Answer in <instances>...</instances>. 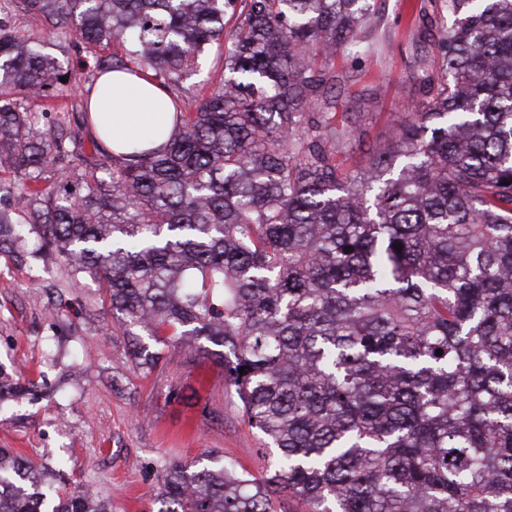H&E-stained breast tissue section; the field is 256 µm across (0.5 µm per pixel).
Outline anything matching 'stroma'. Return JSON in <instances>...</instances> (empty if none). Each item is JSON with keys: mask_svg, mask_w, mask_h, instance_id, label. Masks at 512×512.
Returning a JSON list of instances; mask_svg holds the SVG:
<instances>
[{"mask_svg": "<svg viewBox=\"0 0 512 512\" xmlns=\"http://www.w3.org/2000/svg\"><path fill=\"white\" fill-rule=\"evenodd\" d=\"M422 3L377 0L374 57L337 59L357 74L352 93L369 90L378 102L360 116L369 135L409 91ZM104 294L95 281L71 282L55 256L29 269L0 257V363L52 390L0 410V448L63 459L71 484L111 498L112 512H156L163 467L208 451L265 476L274 454L244 420L217 357L170 345L152 371L136 368Z\"/></svg>", "mask_w": 512, "mask_h": 512, "instance_id": "stroma-1", "label": "stroma"}]
</instances>
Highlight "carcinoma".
<instances>
[{"mask_svg":"<svg viewBox=\"0 0 512 512\" xmlns=\"http://www.w3.org/2000/svg\"><path fill=\"white\" fill-rule=\"evenodd\" d=\"M431 2L406 112L358 155L335 56L375 50L374 0H0V253L105 282L128 336L224 348L276 455L261 481L171 463L157 512H512V0ZM19 12L173 98L213 49L222 74L164 149L84 154L19 104L75 71ZM25 390L0 369V402ZM63 468L0 448V512H112Z\"/></svg>","mask_w":512,"mask_h":512,"instance_id":"carcinoma-1","label":"carcinoma"}]
</instances>
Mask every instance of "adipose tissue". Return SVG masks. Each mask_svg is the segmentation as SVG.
<instances>
[{
  "mask_svg": "<svg viewBox=\"0 0 512 512\" xmlns=\"http://www.w3.org/2000/svg\"><path fill=\"white\" fill-rule=\"evenodd\" d=\"M90 105L96 137L116 153L158 147L170 131L173 106L168 94L130 74L101 76Z\"/></svg>",
  "mask_w": 512,
  "mask_h": 512,
  "instance_id": "adipose-tissue-1",
  "label": "adipose tissue"
}]
</instances>
